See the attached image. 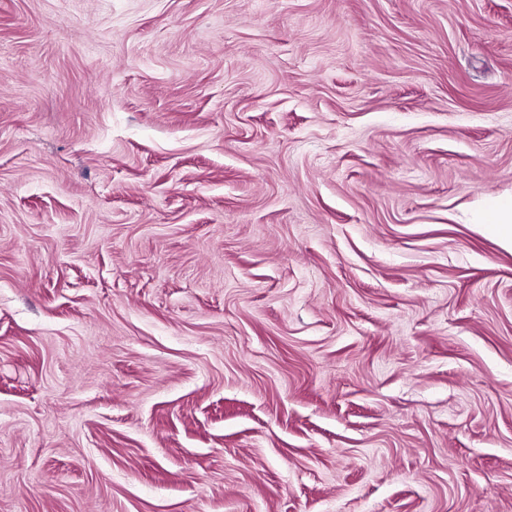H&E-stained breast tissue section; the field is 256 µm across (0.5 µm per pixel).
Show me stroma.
Masks as SVG:
<instances>
[{
	"mask_svg": "<svg viewBox=\"0 0 512 512\" xmlns=\"http://www.w3.org/2000/svg\"><path fill=\"white\" fill-rule=\"evenodd\" d=\"M512 0H0V512H512ZM505 247L512 248V196L487 201L480 214V223Z\"/></svg>",
	"mask_w": 512,
	"mask_h": 512,
	"instance_id": "35a3bbf8",
	"label": "stroma"
}]
</instances>
